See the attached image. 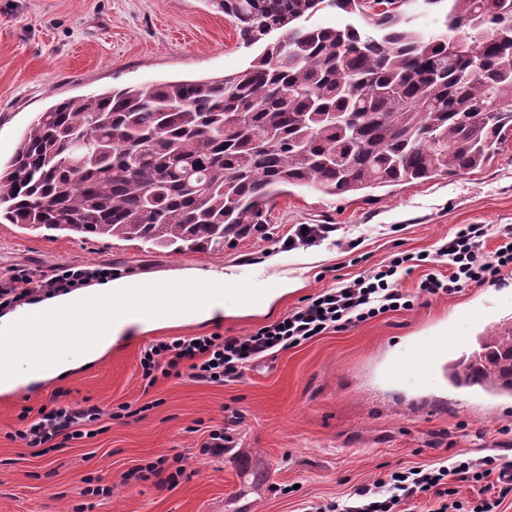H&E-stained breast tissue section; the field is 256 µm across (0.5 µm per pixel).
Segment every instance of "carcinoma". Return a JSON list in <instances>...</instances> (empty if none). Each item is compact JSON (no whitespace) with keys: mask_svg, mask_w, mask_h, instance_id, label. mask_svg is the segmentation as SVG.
Returning <instances> with one entry per match:
<instances>
[{"mask_svg":"<svg viewBox=\"0 0 512 512\" xmlns=\"http://www.w3.org/2000/svg\"><path fill=\"white\" fill-rule=\"evenodd\" d=\"M209 0L243 70L62 100L0 166V224L184 255L261 230L287 187L346 197L484 168L512 136V0ZM332 9L342 27L308 24ZM463 37L472 56L451 51ZM90 146L74 150L75 132ZM458 387L512 395V329L448 363ZM414 1L410 7V13L413 15L415 27L425 33L437 30L440 25V11L427 7L423 0Z\"/></svg>","mask_w":512,"mask_h":512,"instance_id":"carcinoma-1","label":"carcinoma"}]
</instances>
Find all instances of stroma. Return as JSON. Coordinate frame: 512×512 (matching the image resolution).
<instances>
[{"label": "stroma", "instance_id": "35a3bbf8", "mask_svg": "<svg viewBox=\"0 0 512 512\" xmlns=\"http://www.w3.org/2000/svg\"><path fill=\"white\" fill-rule=\"evenodd\" d=\"M254 54L208 0H0V162L63 99L231 74ZM300 224L333 230L283 249ZM463 224L512 227V138L485 168L456 178L345 198L290 189L276 198L263 231L219 251L181 256L0 224V271L109 263L121 275L224 271L242 289L283 276L296 282L274 310L134 329L92 364L0 393V512H312L381 475L442 457L512 461V396L455 387L446 363L425 366L416 379L406 366L413 348L442 334L457 341L448 350L453 360L477 349L491 327L512 323V268L448 295L419 289L427 274H447L439 249ZM403 255L415 262L398 271L397 286L413 309L314 337L253 363L233 382L171 377L148 388L142 381L141 355L156 341L248 335ZM58 390L72 404L127 405L138 415L102 418L103 432L35 454L13 437L19 415L38 412ZM234 413L232 447L201 455L210 430ZM179 455L188 466L175 488L141 476L156 462L174 472Z\"/></svg>", "mask_w": 512, "mask_h": 512}]
</instances>
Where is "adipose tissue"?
I'll use <instances>...</instances> for the list:
<instances>
[{
    "instance_id": "ef3b65f1",
    "label": "adipose tissue",
    "mask_w": 512,
    "mask_h": 512,
    "mask_svg": "<svg viewBox=\"0 0 512 512\" xmlns=\"http://www.w3.org/2000/svg\"><path fill=\"white\" fill-rule=\"evenodd\" d=\"M182 293H165L170 282L140 275L118 276L69 292H49L25 304L0 310V393L32 382L58 378L102 356L132 328L143 330L180 318L203 323L220 316H233L239 309V289L224 272L187 268L175 282ZM102 305L103 321L85 316L89 308ZM74 335V342L58 350L46 337L52 327Z\"/></svg>"
}]
</instances>
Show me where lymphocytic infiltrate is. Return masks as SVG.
<instances>
[{"mask_svg":"<svg viewBox=\"0 0 512 512\" xmlns=\"http://www.w3.org/2000/svg\"><path fill=\"white\" fill-rule=\"evenodd\" d=\"M489 232L488 225L466 224L444 244L440 253L448 259L445 276L427 275L419 288L430 295L452 293L471 283L496 278L502 269L512 267V229L498 231L499 245L492 255H483L479 245ZM401 260L352 282L331 288L281 320L260 327L247 336L213 334L200 338L175 337L148 346L141 359V377L146 386L159 378L188 377L198 382L224 383L240 378L248 364L278 354L329 331H337L375 318L388 311L411 309L409 295L394 287ZM111 265H61L46 270L23 267L0 275V308L9 307L39 292L77 288L85 282L108 279ZM96 404L41 407L36 416L20 414L21 428L15 432L26 447L40 448L58 440L64 443L87 437V429L106 416ZM496 475L498 497L483 500L471 512H497L501 500L512 497V462L495 463L439 460L428 468L395 471L355 490L352 504L342 508L317 507L316 512H394L401 503L431 494L438 498L435 512H462L456 500V483Z\"/></svg>","mask_w":512,"mask_h":512,"instance_id":"1","label":"lymphocytic infiltrate"}]
</instances>
